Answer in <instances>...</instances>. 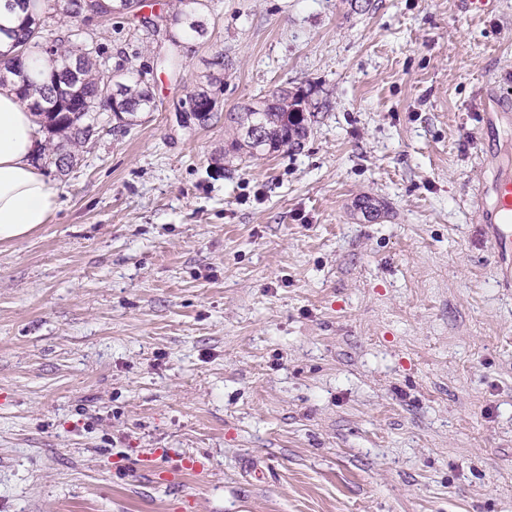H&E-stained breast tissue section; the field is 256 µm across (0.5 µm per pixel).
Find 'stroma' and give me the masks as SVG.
<instances>
[{
  "mask_svg": "<svg viewBox=\"0 0 512 512\" xmlns=\"http://www.w3.org/2000/svg\"><path fill=\"white\" fill-rule=\"evenodd\" d=\"M206 4L174 67L94 27L156 109L46 167L49 224L0 244V512H512V292L473 203L512 0ZM283 87L301 147L236 151L228 113Z\"/></svg>",
  "mask_w": 512,
  "mask_h": 512,
  "instance_id": "1",
  "label": "stroma"
}]
</instances>
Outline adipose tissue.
<instances>
[{
  "label": "adipose tissue",
  "instance_id": "obj_1",
  "mask_svg": "<svg viewBox=\"0 0 512 512\" xmlns=\"http://www.w3.org/2000/svg\"><path fill=\"white\" fill-rule=\"evenodd\" d=\"M35 154L34 115L13 91L0 90V243L30 236L58 207Z\"/></svg>",
  "mask_w": 512,
  "mask_h": 512
}]
</instances>
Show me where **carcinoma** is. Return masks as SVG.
I'll list each match as a JSON object with an SVG mask.
<instances>
[{"label":"carcinoma","mask_w":512,"mask_h":512,"mask_svg":"<svg viewBox=\"0 0 512 512\" xmlns=\"http://www.w3.org/2000/svg\"><path fill=\"white\" fill-rule=\"evenodd\" d=\"M44 3L45 0H32L31 9L22 10L14 26L0 24V34L13 40L9 55L21 50L31 57H44L49 61L47 69L25 73L16 65H6L0 70V86L11 87L27 102L41 126L52 133L66 134L65 142H50L42 154L44 165L61 170L68 165L71 153L105 129L106 118L100 108L106 106L102 91L108 80L97 70V56L80 54L82 37L70 29L57 32L47 28ZM179 3L182 8L170 20L168 37L174 46L182 33H207L204 0ZM114 80L121 82L122 113L134 118L140 112L155 111L154 98L145 81H130L121 75L114 76ZM32 85L37 86V102L29 92ZM303 104L298 93L282 89L270 103L229 113V121L235 124L238 134L234 146L246 150L251 157L300 146L313 117Z\"/></svg>","instance_id":"cac0c4a2"}]
</instances>
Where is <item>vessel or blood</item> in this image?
<instances>
[{
    "mask_svg": "<svg viewBox=\"0 0 512 512\" xmlns=\"http://www.w3.org/2000/svg\"><path fill=\"white\" fill-rule=\"evenodd\" d=\"M476 198L482 204L484 237L501 263L502 284L512 288V171H498L478 188Z\"/></svg>",
    "mask_w": 512,
    "mask_h": 512,
    "instance_id": "vessel-or-blood-1",
    "label": "vessel or blood"
}]
</instances>
